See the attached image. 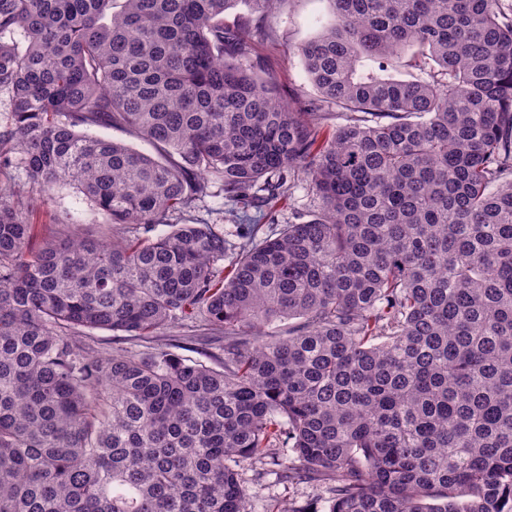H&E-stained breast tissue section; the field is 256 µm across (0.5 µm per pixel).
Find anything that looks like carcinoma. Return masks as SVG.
Masks as SVG:
<instances>
[{"instance_id":"1","label":"carcinoma","mask_w":512,"mask_h":512,"mask_svg":"<svg viewBox=\"0 0 512 512\" xmlns=\"http://www.w3.org/2000/svg\"><path fill=\"white\" fill-rule=\"evenodd\" d=\"M285 2L0 0V170L112 224L0 186V512H252L281 448L327 512H512V4L329 0L300 104L245 64ZM0 181L24 198L37 199L30 219L32 224H38V242L45 236L56 235L55 226L50 224L59 222L73 224L69 226L72 237L97 238L105 232V216L99 214L90 201L73 187H60L50 196H43L29 182L20 166L1 171Z\"/></svg>"}]
</instances>
